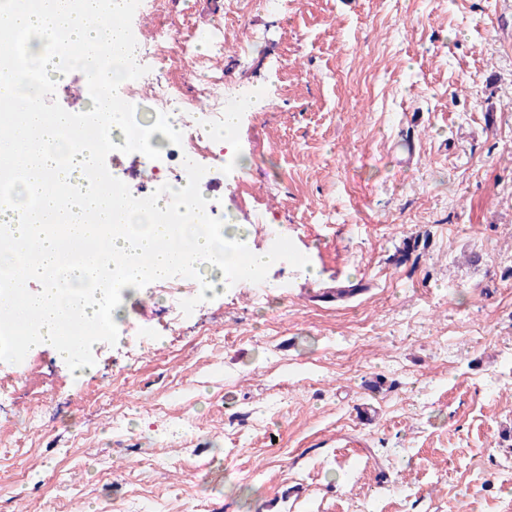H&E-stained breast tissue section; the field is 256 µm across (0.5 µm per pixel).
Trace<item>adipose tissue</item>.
<instances>
[{"label": "adipose tissue", "instance_id": "adipose-tissue-1", "mask_svg": "<svg viewBox=\"0 0 512 512\" xmlns=\"http://www.w3.org/2000/svg\"><path fill=\"white\" fill-rule=\"evenodd\" d=\"M125 12V0H18L16 7L0 13V44L10 42L18 32L63 44L71 65L92 78L104 75L105 93L98 102L117 120L121 113L114 105L122 100L131 76L127 59L113 56L100 62L79 47L96 39L122 41L125 32L115 20ZM66 120L63 112L51 116L27 112L24 127L44 137L42 153L29 154L20 141L0 145V172L26 175L23 191L32 199L31 210L19 221L6 218L0 209V238L10 241L9 256L19 263L18 286L10 294L23 297L40 316L25 341L31 352L58 346V321L67 309L79 307L87 316L111 310L108 278L121 280L130 290L146 278L166 279L169 258L159 248L162 240L192 241L190 267L194 270L220 262L229 272L238 264L236 255L224 254L222 239L197 231L207 218L202 188L188 185L178 194L179 205L192 211L189 223H158L155 212L109 196L107 188L85 180L95 145L66 134ZM68 238L81 242L94 255L96 268L62 262L59 246ZM30 281L42 282V289L24 290V283Z\"/></svg>", "mask_w": 512, "mask_h": 512}]
</instances>
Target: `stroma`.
Wrapping results in <instances>:
<instances>
[{"label": "stroma", "instance_id": "1", "mask_svg": "<svg viewBox=\"0 0 512 512\" xmlns=\"http://www.w3.org/2000/svg\"><path fill=\"white\" fill-rule=\"evenodd\" d=\"M123 22L170 36L138 85L203 106L217 73L264 101L209 198L288 249L252 288L142 281L131 333L80 359L0 346V512H512V0H139ZM85 81L45 80L43 110L93 111L66 92Z\"/></svg>", "mask_w": 512, "mask_h": 512}]
</instances>
